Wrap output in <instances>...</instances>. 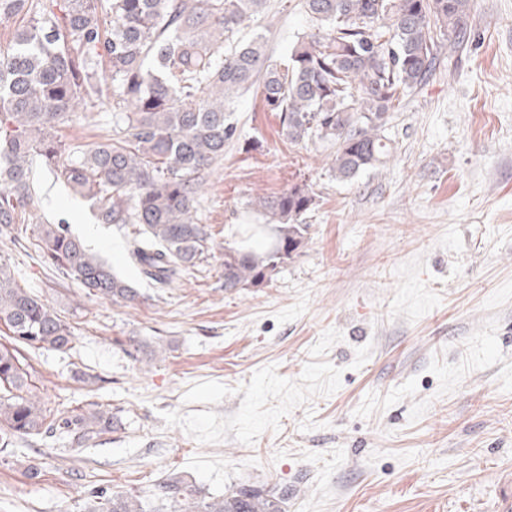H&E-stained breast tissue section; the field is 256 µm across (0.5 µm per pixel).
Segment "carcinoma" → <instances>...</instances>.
<instances>
[{
	"instance_id": "cac0c4a2",
	"label": "carcinoma",
	"mask_w": 512,
	"mask_h": 512,
	"mask_svg": "<svg viewBox=\"0 0 512 512\" xmlns=\"http://www.w3.org/2000/svg\"><path fill=\"white\" fill-rule=\"evenodd\" d=\"M265 0H0V21L23 16L8 51L0 50V242H19L39 200L30 159L88 200L98 220L128 234L127 258L141 278L167 288L179 272L208 259L211 236L196 222L198 175L224 157L236 136L230 108L256 88L291 143L336 147L331 170L351 182L386 163V136L403 96L433 76L444 49L470 41L472 0H304L322 31L302 38L288 59L267 63L263 38H237ZM112 106V137L74 150L56 135L80 107ZM314 193L294 185L258 196L250 209L271 228L274 245H224V291L271 279L303 246L302 216ZM43 261L86 294L134 302L139 291L90 253L65 224H36ZM0 453L16 437L63 438L83 447L121 420L97 404L54 413L22 365L21 351L64 352L73 327L18 286L0 257ZM288 488L247 486L206 498L179 476L160 482L153 500L90 492L81 512H286Z\"/></svg>"
}]
</instances>
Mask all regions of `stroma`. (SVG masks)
<instances>
[{"label":"stroma","instance_id":"1","mask_svg":"<svg viewBox=\"0 0 512 512\" xmlns=\"http://www.w3.org/2000/svg\"><path fill=\"white\" fill-rule=\"evenodd\" d=\"M470 24L468 46L393 112L392 156L351 184L331 148L289 144L242 93L239 137L195 203L212 254L168 288L141 280L125 236L33 161L44 219L141 298L86 297L31 243H0L18 285L77 336L64 353L28 351L41 396L122 420L88 448L15 440L42 477L0 465V512H80L92 487L146 496L170 476L208 496L285 486L286 512H512V0H474ZM256 31L275 64L314 28L303 0H266L242 34ZM59 133L88 145L112 114L87 108ZM304 183L316 205L299 254L225 291L224 242L251 223L246 202Z\"/></svg>","mask_w":512,"mask_h":512}]
</instances>
